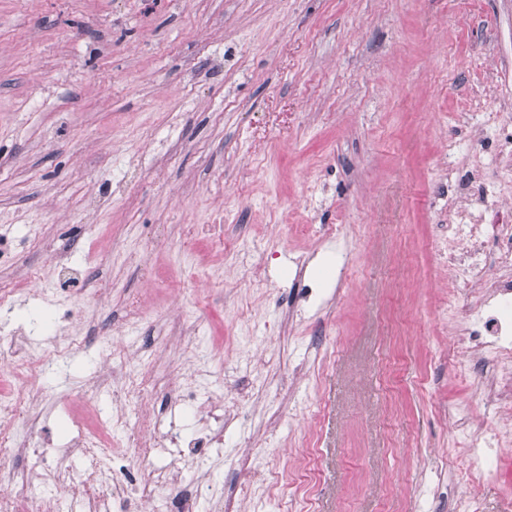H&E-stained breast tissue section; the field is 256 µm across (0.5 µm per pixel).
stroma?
I'll use <instances>...</instances> for the list:
<instances>
[{
    "mask_svg": "<svg viewBox=\"0 0 512 512\" xmlns=\"http://www.w3.org/2000/svg\"><path fill=\"white\" fill-rule=\"evenodd\" d=\"M511 133L512 0H0V281L39 276L0 309V376L52 307L83 342L40 423L111 419L105 335L141 355L160 436L194 366L177 317L232 419L202 469L158 448L136 480L204 474L236 512H512L503 472L473 476L512 420L493 355L460 350L482 284L448 264L454 211L512 206ZM84 272L109 291L76 305Z\"/></svg>",
    "mask_w": 512,
    "mask_h": 512,
    "instance_id": "1",
    "label": "stroma"
}]
</instances>
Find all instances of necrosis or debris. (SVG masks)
<instances>
[{"label": "necrosis or debris", "instance_id": "1", "mask_svg": "<svg viewBox=\"0 0 512 512\" xmlns=\"http://www.w3.org/2000/svg\"><path fill=\"white\" fill-rule=\"evenodd\" d=\"M500 249L498 260L502 272L490 284L479 306L467 309L465 349L469 352L493 353L497 367L493 372L488 403L501 409H512V226L498 227ZM62 348L44 351L36 358L27 356L16 360L18 371L6 398L0 400V459L21 454H36L43 470L39 473H12L0 487V512H55L57 499L49 493V486L69 489L71 497L68 512H128L130 505H138L141 512H199L201 496L198 492L178 485L175 481L131 483L129 475L140 453L150 448V440L140 437L130 440L128 447L113 448L112 429L126 424L136 413L144 387L139 380L140 358L125 352L122 371L110 372L116 387H123V396L115 400L117 414L113 421L94 427L82 426L70 440V454H84L92 447L109 446L113 453L106 466L88 473L60 464L56 449L45 439L43 429L35 417L39 401L37 379L48 363L65 357ZM204 367H195L192 375L174 382L170 394L182 409L205 418L207 425L194 436H186L179 429L169 430L165 443L175 447L189 445L197 459H204L210 449L224 440V408L222 404L198 400L193 383L205 376Z\"/></svg>", "mask_w": 512, "mask_h": 512}]
</instances>
